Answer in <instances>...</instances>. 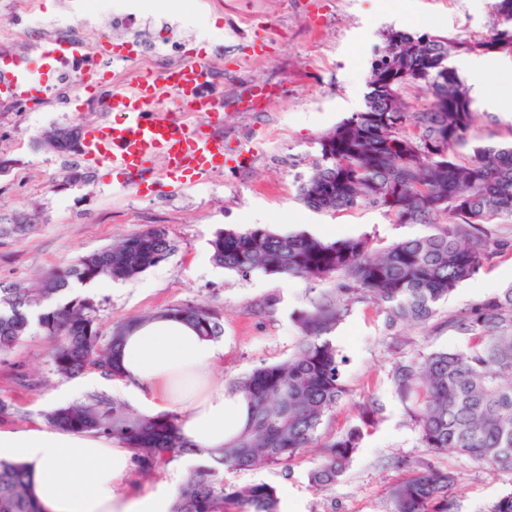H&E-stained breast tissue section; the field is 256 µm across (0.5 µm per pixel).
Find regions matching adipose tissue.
<instances>
[{
  "mask_svg": "<svg viewBox=\"0 0 512 512\" xmlns=\"http://www.w3.org/2000/svg\"><path fill=\"white\" fill-rule=\"evenodd\" d=\"M223 345L181 318L158 313L134 323L120 348L119 377L110 390L133 402L140 413L178 415L181 436L198 453L223 447L244 427L248 404L212 377ZM0 459L24 463L32 493L47 512H170L176 490L139 492L128 484L133 452L96 432H71L44 424L0 430Z\"/></svg>",
  "mask_w": 512,
  "mask_h": 512,
  "instance_id": "ef3b65f1",
  "label": "adipose tissue"
}]
</instances>
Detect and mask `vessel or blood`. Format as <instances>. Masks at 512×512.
Returning a JSON list of instances; mask_svg holds the SVG:
<instances>
[{"mask_svg": "<svg viewBox=\"0 0 512 512\" xmlns=\"http://www.w3.org/2000/svg\"><path fill=\"white\" fill-rule=\"evenodd\" d=\"M30 69L26 60L0 63V88L31 96L33 86L22 79ZM209 74V66L193 61L173 75L140 78L108 91L107 119L84 131V159L136 185L207 179L224 162V139L210 121L219 98Z\"/></svg>", "mask_w": 512, "mask_h": 512, "instance_id": "vessel-or-blood-1", "label": "vessel or blood"}]
</instances>
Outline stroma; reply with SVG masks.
Masks as SVG:
<instances>
[{
  "mask_svg": "<svg viewBox=\"0 0 512 512\" xmlns=\"http://www.w3.org/2000/svg\"><path fill=\"white\" fill-rule=\"evenodd\" d=\"M129 31L133 48L125 64L136 68L144 49L159 48L183 60L222 57L225 103L220 133L223 167L205 182L155 192L139 191L81 153L61 154L45 136L58 128L102 122L104 113L70 104L59 110L41 102L33 112H0V289L29 288L83 254L119 242L149 226L167 230L170 256L136 278L83 290L93 305L101 338L115 325L181 304H205L223 316L224 357L218 380L243 377L263 363L288 359L295 349L294 311L334 294L339 277L283 278L254 272L243 276L217 266L210 242L224 230L259 225L274 233L306 232L334 241L368 238L379 250L405 238L433 233L430 224H400L385 209L361 206L344 213L318 212L299 198L300 182L320 159L319 140L352 113L365 108L372 64L391 30L470 40L491 34L498 20L493 0H143ZM448 58L468 90L483 87L474 101L471 139L512 142V112L488 102L512 85V75L490 68L480 74ZM268 83L278 96L265 111L243 112L236 97L250 84ZM77 178H69L70 170ZM510 246L484 260L478 274L441 304L428 326L388 327L378 305L355 302L333 339L346 358L345 398L319 428L320 441L335 439L359 421L358 407L375 398L384 419L365 434L346 475L330 490L315 491L308 472L319 451L304 449L287 468L225 472L227 487L268 483L277 490L279 512H390L387 489L408 476L409 462L424 457L417 435L392 395L390 370L403 357L439 349L463 350L466 335L449 329V317L512 287V219L483 227ZM495 289H486L487 281ZM273 307H266L267 299ZM61 342L35 328L22 344L0 351V398L11 405L1 430L44 422L51 392L81 376L57 374L51 353ZM440 466L461 476L459 512H486L512 475L482 469L450 452Z\"/></svg>",
  "mask_w": 512,
  "mask_h": 512,
  "instance_id": "1",
  "label": "stroma"
}]
</instances>
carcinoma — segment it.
<instances>
[{"mask_svg": "<svg viewBox=\"0 0 512 512\" xmlns=\"http://www.w3.org/2000/svg\"><path fill=\"white\" fill-rule=\"evenodd\" d=\"M500 28L490 36L461 41L441 35L391 31L372 65L365 109L319 140L321 160L299 186L303 203L316 211L345 212L361 205L381 207L401 224H431L435 232L401 240L377 251L366 238L325 241L305 233L276 234L252 226L220 231L211 240L212 258L227 270L319 279L344 274L349 283L296 316L300 332L286 361L262 364L232 380L230 393L248 404L243 429L209 452L177 496L171 512H278L276 488L268 483L224 485V470L285 467L316 445L323 421L346 396L345 357L332 334L348 314L343 297L377 303L389 326L425 324L437 305L474 277L491 255L479 225L512 218V146L470 144L472 99L455 70L453 53H512V0H494ZM423 86L431 105L413 112L402 93ZM471 146L467 158L457 150ZM173 251L163 227L135 232L120 244L82 255L48 275L33 291L0 297V351L21 343L32 326L64 343L52 353L56 371L71 376L97 369L116 377L117 350L128 327L100 339L86 299L57 300L77 281H123L156 266ZM199 332L217 339L221 314L205 304L171 306ZM448 328L469 335L464 350H433L395 364L392 390L428 457L389 491L391 512H457L459 477L432 462L454 450L476 463L512 473V288L471 307L468 317L448 318ZM385 407L376 399L359 409L360 424L322 445L320 463L309 472L324 491L345 475L363 438ZM52 426L97 431L135 450L137 462L153 471L191 452L173 413L143 417L105 397L48 414ZM0 512H43L31 491L24 464L0 460Z\"/></svg>", "mask_w": 512, "mask_h": 512, "instance_id": "obj_1", "label": "carcinoma"}]
</instances>
